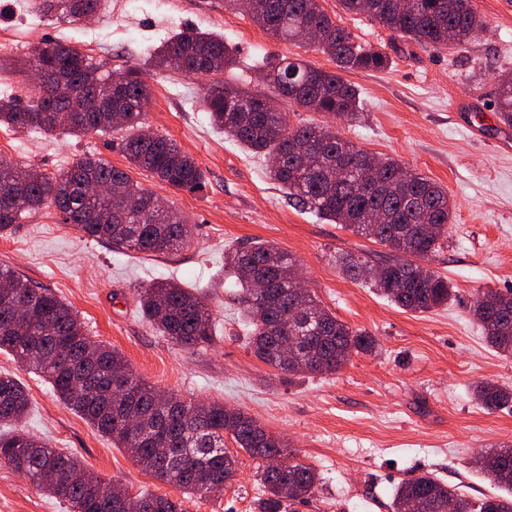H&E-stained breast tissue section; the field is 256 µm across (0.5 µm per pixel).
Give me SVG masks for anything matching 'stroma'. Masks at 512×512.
Listing matches in <instances>:
<instances>
[{"label": "stroma", "mask_w": 512, "mask_h": 512, "mask_svg": "<svg viewBox=\"0 0 512 512\" xmlns=\"http://www.w3.org/2000/svg\"><path fill=\"white\" fill-rule=\"evenodd\" d=\"M30 0H0V97H25L36 47L60 41L111 70L137 66L150 90L145 123L169 135L205 173L201 189H174L131 167L121 135L54 136L0 126L11 147L0 159L34 164L51 174L93 154L128 170L189 221L191 237L177 251L147 256L115 251L64 224L55 209L27 215L0 237V265L52 290L77 311L89 336L114 347L148 383L184 399L246 410L283 438L294 461L311 466L318 495L295 512H392L395 487L428 471L480 501L499 488L474 465L489 451L512 446V413L489 412L473 398L476 384L512 383V358L486 341L470 308L479 295L512 292V151L492 141L503 126L493 114L497 79L512 72V0H473L486 25L462 46L428 51L393 37L339 0L324 11L359 43L386 52L387 69L346 73L361 100L358 122L336 120L339 134L379 157H391L437 182L454 203L448 242L430 260L455 291L447 305L407 312L374 286L344 278L335 257L350 252L376 263L385 246L294 206L268 176L266 157L215 130L202 99L224 86L269 94L263 63L299 58L325 70L335 65L312 45L269 38L247 13L224 0H105L78 22L36 18ZM197 28L223 36L235 65L217 75L186 76L156 69L151 51L173 34ZM251 240L270 241L297 258L307 288L340 320L375 336L371 354H355L336 373L288 379L256 359L246 344L239 287L224 272V252ZM171 279L202 292L213 313L212 344L187 348L141 315L138 292ZM0 372L25 387L30 410L22 428L74 453L101 479L131 494L182 499L185 512H258L261 462L238 455L224 493L181 496L135 465L51 385L0 352ZM0 512H69L0 462Z\"/></svg>", "instance_id": "35a3bbf8"}]
</instances>
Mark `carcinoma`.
I'll return each mask as SVG.
<instances>
[{
    "instance_id": "1",
    "label": "carcinoma",
    "mask_w": 512,
    "mask_h": 512,
    "mask_svg": "<svg viewBox=\"0 0 512 512\" xmlns=\"http://www.w3.org/2000/svg\"><path fill=\"white\" fill-rule=\"evenodd\" d=\"M101 0H39L32 12L72 21L100 8ZM349 13L364 14L393 35L426 50L462 45L483 29L472 0H340ZM246 9L251 20L273 39L308 41L336 65L330 72L300 59L282 58L263 72L272 97L246 95L226 87L204 98L213 126L224 137L271 160L269 178L302 208L372 239L394 253L373 265L361 256L338 255L336 267L347 278L365 280L399 307L426 312L445 306L453 296L448 279L424 261L448 241L453 216L448 191L427 175L392 158L380 160L378 171L367 166L371 153L340 136L330 124L290 126L278 103L286 101L329 118L352 120L359 113L355 88L341 73L382 70L386 53L355 42L319 0H224V8ZM154 65L186 75L205 76L231 67L234 52L214 33L178 32L151 53ZM32 65L49 80L34 84L23 103L0 99V125L47 134L129 131L118 148L130 165L150 172L158 182L196 190L205 174L178 143L143 125L148 104L142 72L103 70L93 59L60 41L35 50ZM496 112L512 127V74L500 76ZM91 181L112 184L126 202L115 214L107 198L83 191ZM154 192L135 182L127 171L95 157H83L61 174L0 159V235L31 211L52 207L62 222L89 239L116 249L163 254L189 240L186 219L177 211L153 204ZM240 286L251 353L288 378L333 374L352 354H371L374 336L355 330L328 310L309 289L295 292L297 260L271 243L254 241L224 254ZM0 350L21 366L45 378L59 399L84 418L116 448L152 477L189 495L221 493L234 481L238 459L226 448L230 438L246 453L264 461L260 473L259 512H293V507L319 491L316 471L288 461V443L265 430L249 413L220 402H196L161 391L137 376L124 356L95 341L74 309L55 293L40 288L0 265ZM265 287L257 290L252 281ZM144 318L160 333L184 347L212 342L213 318L197 294L169 281L143 289ZM472 315L491 347L512 356V293H488L473 305ZM475 397L486 410L512 411V386L485 382ZM29 408L22 383L0 374V462L21 473L35 487L70 505L71 512H183L180 500L167 495L120 494L117 486L88 479L74 455L37 438L19 424ZM185 438L189 452H156ZM485 474L512 490V448L482 457ZM457 501L464 512H512V497L487 498L478 508L454 488L424 472L398 485L394 512H448Z\"/></svg>"
}]
</instances>
